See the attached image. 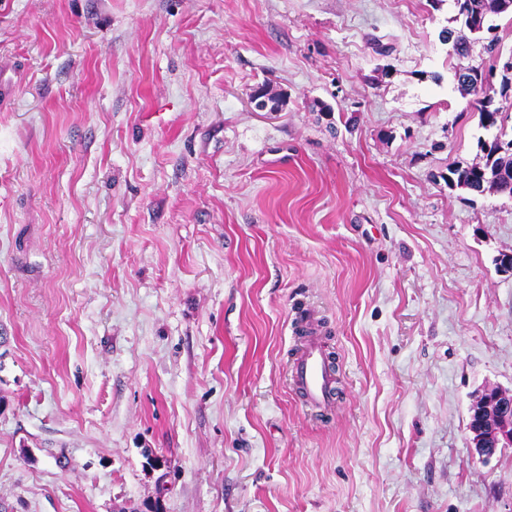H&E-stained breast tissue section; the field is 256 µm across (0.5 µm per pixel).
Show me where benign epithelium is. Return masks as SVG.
Wrapping results in <instances>:
<instances>
[{
    "label": "benign epithelium",
    "mask_w": 512,
    "mask_h": 512,
    "mask_svg": "<svg viewBox=\"0 0 512 512\" xmlns=\"http://www.w3.org/2000/svg\"><path fill=\"white\" fill-rule=\"evenodd\" d=\"M476 419L469 426L475 452L489 459L512 445V390L490 387L475 400Z\"/></svg>",
    "instance_id": "1"
}]
</instances>
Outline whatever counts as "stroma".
<instances>
[{"mask_svg":"<svg viewBox=\"0 0 512 512\" xmlns=\"http://www.w3.org/2000/svg\"><path fill=\"white\" fill-rule=\"evenodd\" d=\"M453 16L0 0V512H512L468 430L512 390V198L448 184L486 135ZM301 342L291 365L292 389L299 402L320 415L336 406V371L322 332L310 316L297 321Z\"/></svg>","mask_w":512,"mask_h":512,"instance_id":"obj_1","label":"stroma"}]
</instances>
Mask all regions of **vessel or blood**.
Returning a JSON list of instances; mask_svg holds the SVG:
<instances>
[{"mask_svg": "<svg viewBox=\"0 0 512 512\" xmlns=\"http://www.w3.org/2000/svg\"><path fill=\"white\" fill-rule=\"evenodd\" d=\"M301 342L291 365L292 389L299 402L326 415L336 406V371L316 321L300 317Z\"/></svg>", "mask_w": 512, "mask_h": 512, "instance_id": "vessel-or-blood-1", "label": "vessel or blood"}]
</instances>
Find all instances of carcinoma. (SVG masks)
I'll return each instance as SVG.
<instances>
[{
    "label": "carcinoma",
    "mask_w": 512,
    "mask_h": 512,
    "mask_svg": "<svg viewBox=\"0 0 512 512\" xmlns=\"http://www.w3.org/2000/svg\"><path fill=\"white\" fill-rule=\"evenodd\" d=\"M455 15L453 21L456 28H445L440 32V39L452 45L453 52L460 58L469 55L471 42L484 34H491L495 27L489 23L490 16L504 13L500 0H453ZM494 67L484 71L478 67H461L455 71V78L464 90L470 89L480 96L478 100L480 123L485 129L495 128L498 133L494 141L487 143L479 141L480 148L485 154V163L466 168L451 170L452 177L448 181L464 190L482 194L488 188L512 197V139L505 143L508 152L502 148H494V142L502 141L504 118L500 109L493 107V99L486 94L489 74Z\"/></svg>",
    "instance_id": "1"
}]
</instances>
